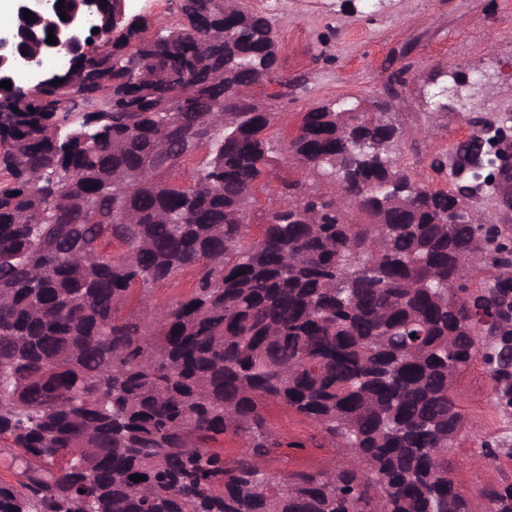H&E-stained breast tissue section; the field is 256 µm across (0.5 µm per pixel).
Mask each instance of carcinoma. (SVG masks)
Masks as SVG:
<instances>
[{
	"instance_id": "1",
	"label": "carcinoma",
	"mask_w": 512,
	"mask_h": 512,
	"mask_svg": "<svg viewBox=\"0 0 512 512\" xmlns=\"http://www.w3.org/2000/svg\"><path fill=\"white\" fill-rule=\"evenodd\" d=\"M178 15L149 36L106 0V44L0 88V512H474L448 478L465 419L448 373L481 358L512 404V330L483 342L456 288L486 259L476 222H448L491 163L483 132L449 186L413 181L397 75L372 100L312 105L281 152L280 113L241 95L278 70L271 18L242 0ZM280 157L301 176L254 238L253 192ZM186 270L188 294L126 311ZM475 293L512 315V276ZM270 403L343 463L270 477L277 449L304 447L270 429ZM483 498L512 512V484Z\"/></svg>"
}]
</instances>
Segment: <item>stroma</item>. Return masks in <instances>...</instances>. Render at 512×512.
I'll list each match as a JSON object with an SVG mask.
<instances>
[{
  "label": "stroma",
  "instance_id": "35a3bbf8",
  "mask_svg": "<svg viewBox=\"0 0 512 512\" xmlns=\"http://www.w3.org/2000/svg\"><path fill=\"white\" fill-rule=\"evenodd\" d=\"M269 14L277 28L280 60L276 82L255 88L289 121L315 103L378 96L393 73L406 86L395 119L409 135L397 150L413 180L444 187L448 172L431 168L432 157L451 155L479 122L512 116V0H246ZM289 97H280L282 83ZM446 89L447 106L436 111L432 95ZM432 127L425 138L419 131ZM455 393L465 430L448 458L451 476L475 506L483 490L512 483V406L497 403L487 366L476 362L459 376ZM271 426L285 439L269 464L270 475L322 469L337 463V449L317 446V430L275 404Z\"/></svg>",
  "mask_w": 512,
  "mask_h": 512
}]
</instances>
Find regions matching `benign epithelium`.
<instances>
[{
  "label": "benign epithelium",
  "mask_w": 512,
  "mask_h": 512,
  "mask_svg": "<svg viewBox=\"0 0 512 512\" xmlns=\"http://www.w3.org/2000/svg\"><path fill=\"white\" fill-rule=\"evenodd\" d=\"M12 14L24 20L23 10L34 14L29 27L0 25V82L14 81L17 72L24 66L41 70L42 60L62 54L71 60H79L89 54L92 47L82 43L80 35L95 27V19L101 0H78L79 6L66 11L62 19L57 5L59 0H12ZM54 29L56 44L41 38L38 28ZM30 40L38 47L23 50L21 43Z\"/></svg>",
  "instance_id": "7a95c632"
}]
</instances>
